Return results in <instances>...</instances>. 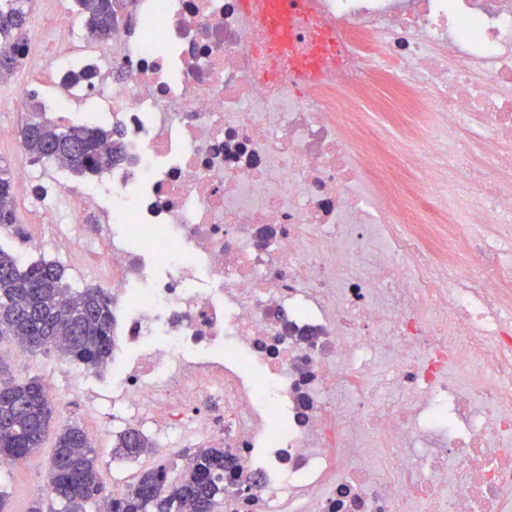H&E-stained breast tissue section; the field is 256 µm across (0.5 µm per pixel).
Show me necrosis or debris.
Listing matches in <instances>:
<instances>
[{
  "mask_svg": "<svg viewBox=\"0 0 512 512\" xmlns=\"http://www.w3.org/2000/svg\"><path fill=\"white\" fill-rule=\"evenodd\" d=\"M314 3L276 54L241 0L84 35L62 94L94 109L61 118L122 153L82 183L20 163L12 200L19 261L111 303L108 364L55 371L94 434L223 447L224 512H512V0ZM323 29L343 52L292 80ZM36 41L22 70L60 83L72 38ZM384 161L415 181L358 193Z\"/></svg>",
  "mask_w": 512,
  "mask_h": 512,
  "instance_id": "necrosis-or-debris-1",
  "label": "necrosis or debris"
}]
</instances>
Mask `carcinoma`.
Segmentation results:
<instances>
[{
  "mask_svg": "<svg viewBox=\"0 0 512 512\" xmlns=\"http://www.w3.org/2000/svg\"><path fill=\"white\" fill-rule=\"evenodd\" d=\"M86 28L99 41L112 38L118 0H76ZM27 0H0V76L18 64L25 37ZM20 137L25 153L35 161L70 167L78 174L97 173L112 165L119 130L110 125L65 124L42 113L26 122ZM111 310L97 287L73 288L65 270L51 261L22 268L17 257L0 249V341L7 339L28 353L53 348L86 367L104 365L111 353ZM55 407L43 380L16 381L0 361V461H24L40 450L52 427ZM153 443L130 429L112 443L115 457L136 459ZM192 465L176 475L165 464L141 473L123 496L110 499L109 512H215L224 500L222 448H196ZM47 494L55 512H87L106 497L97 455L86 432L76 424L55 434L48 469Z\"/></svg>",
  "mask_w": 512,
  "mask_h": 512,
  "instance_id": "obj_1",
  "label": "carcinoma"
}]
</instances>
